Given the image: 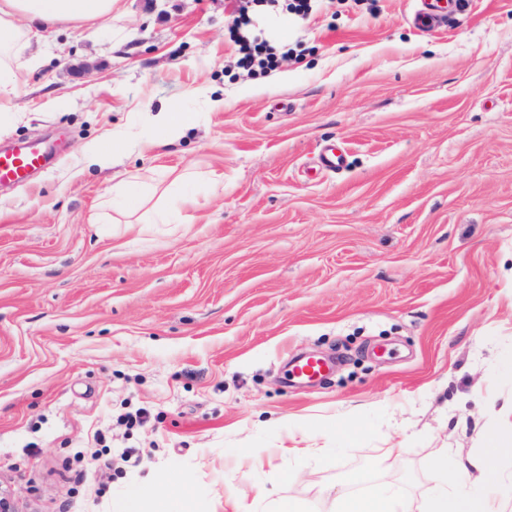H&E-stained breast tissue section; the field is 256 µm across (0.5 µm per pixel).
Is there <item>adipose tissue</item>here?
Listing matches in <instances>:
<instances>
[{
	"instance_id": "ef3b65f1",
	"label": "adipose tissue",
	"mask_w": 512,
	"mask_h": 512,
	"mask_svg": "<svg viewBox=\"0 0 512 512\" xmlns=\"http://www.w3.org/2000/svg\"><path fill=\"white\" fill-rule=\"evenodd\" d=\"M118 0H0V97L14 89V77L6 60L28 33L59 25L96 23L111 17ZM512 463V432L486 437L482 448L466 460L449 464L439 456L440 471H452L449 485L425 500L420 512H505L503 503L490 495L468 491L469 483L485 478L500 464ZM159 491H136L113 504L112 512H193L183 489L182 476L161 474ZM337 512H410L397 490L379 486L370 495L347 494L337 500Z\"/></svg>"
}]
</instances>
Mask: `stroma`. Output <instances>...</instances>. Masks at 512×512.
Here are the masks:
<instances>
[{"mask_svg":"<svg viewBox=\"0 0 512 512\" xmlns=\"http://www.w3.org/2000/svg\"><path fill=\"white\" fill-rule=\"evenodd\" d=\"M280 2L255 27L294 54L265 74L236 66L231 0H121L11 56L0 146H58L0 188L16 512H110L160 472L195 512H333L397 444L383 479L417 500L438 449L512 429V0L436 32L415 0ZM163 107L193 119L173 144L147 120ZM116 134L114 165L88 164ZM301 352L334 373L290 381Z\"/></svg>","mask_w":512,"mask_h":512,"instance_id":"obj_1","label":"stroma"}]
</instances>
